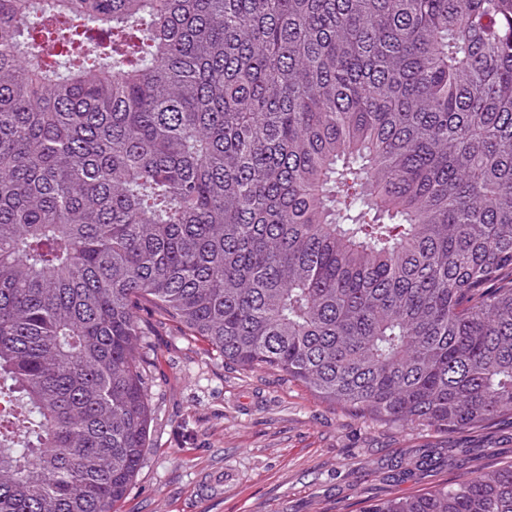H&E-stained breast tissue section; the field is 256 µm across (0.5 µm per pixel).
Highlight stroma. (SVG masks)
<instances>
[{
  "instance_id": "obj_1",
  "label": "stroma",
  "mask_w": 512,
  "mask_h": 512,
  "mask_svg": "<svg viewBox=\"0 0 512 512\" xmlns=\"http://www.w3.org/2000/svg\"><path fill=\"white\" fill-rule=\"evenodd\" d=\"M149 447L116 512H363L512 461V419L446 432L364 421L282 373L242 370L145 315ZM429 458L427 470L406 475Z\"/></svg>"
}]
</instances>
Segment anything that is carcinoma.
I'll return each instance as SVG.
<instances>
[{
  "instance_id": "1",
  "label": "carcinoma",
  "mask_w": 512,
  "mask_h": 512,
  "mask_svg": "<svg viewBox=\"0 0 512 512\" xmlns=\"http://www.w3.org/2000/svg\"><path fill=\"white\" fill-rule=\"evenodd\" d=\"M150 309L370 422L512 416V0H0V512H114ZM364 512H512V464Z\"/></svg>"
}]
</instances>
